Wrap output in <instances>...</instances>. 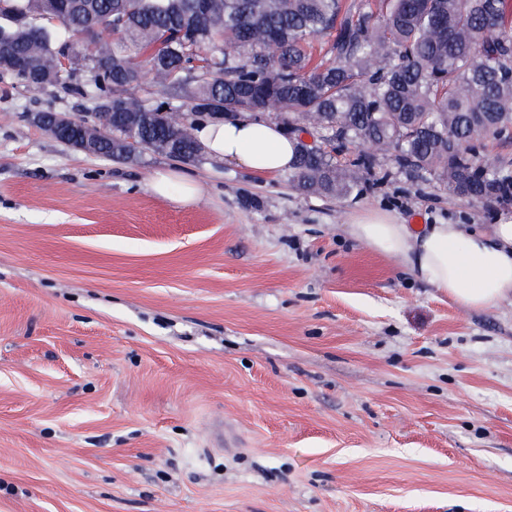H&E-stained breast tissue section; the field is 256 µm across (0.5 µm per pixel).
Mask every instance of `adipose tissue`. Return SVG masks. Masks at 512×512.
<instances>
[{"label": "adipose tissue", "instance_id": "obj_1", "mask_svg": "<svg viewBox=\"0 0 512 512\" xmlns=\"http://www.w3.org/2000/svg\"><path fill=\"white\" fill-rule=\"evenodd\" d=\"M198 142L207 156L244 166L274 179L290 170L296 141L271 120L245 115L199 124ZM349 234L371 250L394 257L414 277L447 294L460 306L483 310L512 299V220L491 230L464 224L402 222L391 213H353Z\"/></svg>", "mask_w": 512, "mask_h": 512}]
</instances>
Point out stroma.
Here are the masks:
<instances>
[{
	"label": "stroma",
	"instance_id": "stroma-1",
	"mask_svg": "<svg viewBox=\"0 0 512 512\" xmlns=\"http://www.w3.org/2000/svg\"><path fill=\"white\" fill-rule=\"evenodd\" d=\"M41 111L86 106L0 75V512H512V303L461 308L347 232L512 203L386 156L341 199L98 158ZM169 168L194 204L149 192Z\"/></svg>",
	"mask_w": 512,
	"mask_h": 512
}]
</instances>
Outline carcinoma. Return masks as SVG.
<instances>
[{
  "label": "carcinoma",
  "instance_id": "carcinoma-1",
  "mask_svg": "<svg viewBox=\"0 0 512 512\" xmlns=\"http://www.w3.org/2000/svg\"><path fill=\"white\" fill-rule=\"evenodd\" d=\"M45 6L0 0V53L37 62L48 87L86 100L83 122L110 135L103 158L175 147V159H197L198 101L212 99L229 118L282 121L302 193L345 197L376 163L337 164L303 140L311 128L340 147L372 141L468 202L512 201V169L480 165L476 145L512 136V0H56L51 19ZM323 36L315 62L310 40ZM65 51L76 67L60 75ZM146 77L166 108L132 92Z\"/></svg>",
  "mask_w": 512,
  "mask_h": 512
}]
</instances>
